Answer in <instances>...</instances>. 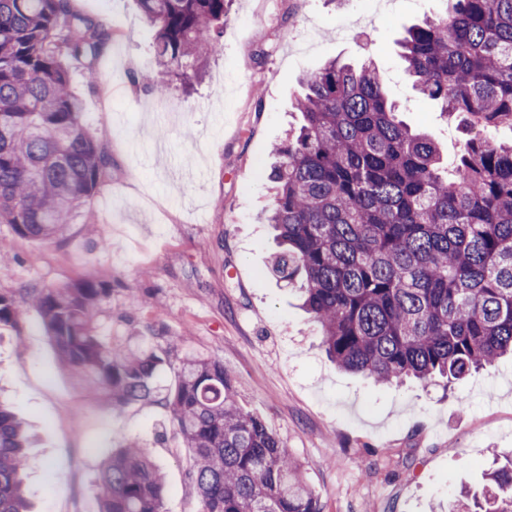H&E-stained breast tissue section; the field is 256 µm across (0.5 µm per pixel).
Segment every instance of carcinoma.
Here are the masks:
<instances>
[{
	"mask_svg": "<svg viewBox=\"0 0 512 512\" xmlns=\"http://www.w3.org/2000/svg\"><path fill=\"white\" fill-rule=\"evenodd\" d=\"M155 28L165 95L201 76L220 49L227 0H138ZM110 39L71 0H0V224L27 238L63 236L109 166L83 123L69 63L96 71ZM401 57L413 85L473 127L512 125V0H447L406 30ZM372 62L332 59L305 78L298 131L272 148L268 222L282 250L271 272L301 279L303 307L340 368L381 384L436 377L455 384L512 354V143L476 136L453 174L434 141L398 118ZM110 289L92 281L0 294V322L32 308L61 367L112 409L163 407L193 464L199 512H322L299 464L239 404L224 364L182 360L155 385L169 350H115L94 320ZM24 422L0 403V512H29L22 489ZM98 512H163L165 475L128 441L101 462ZM448 512H512V453L495 455L483 500Z\"/></svg>",
	"mask_w": 512,
	"mask_h": 512,
	"instance_id": "carcinoma-1",
	"label": "carcinoma"
}]
</instances>
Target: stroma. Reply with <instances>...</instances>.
Wrapping results in <instances>:
<instances>
[{
	"label": "stroma",
	"mask_w": 512,
	"mask_h": 512,
	"mask_svg": "<svg viewBox=\"0 0 512 512\" xmlns=\"http://www.w3.org/2000/svg\"><path fill=\"white\" fill-rule=\"evenodd\" d=\"M445 7L375 0L371 22L361 0H232L204 80L161 98L149 89L154 32L137 0H74L113 35L98 81L80 62L69 68L86 128L110 157L89 204L94 230L76 223L41 241L0 224V293L107 284L95 326L113 347L184 337L157 376L163 388L184 355L223 362L241 406L284 443L323 512H447L461 488L481 491L494 454L512 448V358L449 390L440 379L376 383L336 367L294 286L268 271L278 249L266 222L271 147L299 123L304 76L328 60L371 58L402 119L455 164L474 130L414 89L398 48L406 28ZM0 396L35 436L32 512H97L100 464L128 439L164 471V512H199L189 451L165 409L86 398L36 311L0 323Z\"/></svg>",
	"instance_id": "35a3bbf8"
}]
</instances>
